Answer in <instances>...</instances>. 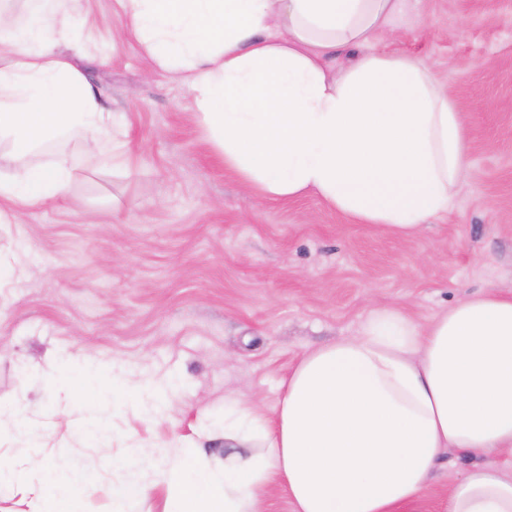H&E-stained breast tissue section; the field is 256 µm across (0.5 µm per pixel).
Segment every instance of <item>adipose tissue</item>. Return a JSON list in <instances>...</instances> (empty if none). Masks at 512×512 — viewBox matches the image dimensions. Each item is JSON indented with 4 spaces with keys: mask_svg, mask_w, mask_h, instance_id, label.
I'll list each match as a JSON object with an SVG mask.
<instances>
[{
    "mask_svg": "<svg viewBox=\"0 0 512 512\" xmlns=\"http://www.w3.org/2000/svg\"><path fill=\"white\" fill-rule=\"evenodd\" d=\"M121 38L158 73L186 78L210 140L241 186L275 199L308 192L360 224L406 240L446 214L467 145L452 94L424 59L373 49L404 0H117ZM96 19L70 0H27L0 12V144L17 166L0 174V223L13 203L67 194L66 159L35 161L47 144L82 141L113 165L128 141L75 67ZM356 51L338 72L337 53ZM222 464L191 454L153 465L166 445L132 442L112 488L113 512L158 493L162 512H260L282 490L293 512H415L442 455L478 458L441 512H512V477L481 457H512V294L466 298L422 325L370 306L356 335L304 353L274 413L224 396ZM86 460L37 487L25 465L0 488L37 493V512H71Z\"/></svg>",
    "mask_w": 512,
    "mask_h": 512,
    "instance_id": "ef3b65f1",
    "label": "adipose tissue"
}]
</instances>
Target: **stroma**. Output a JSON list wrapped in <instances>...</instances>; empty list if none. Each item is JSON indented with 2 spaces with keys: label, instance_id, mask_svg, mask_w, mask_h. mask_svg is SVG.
<instances>
[{
  "label": "stroma",
  "instance_id": "35a3bbf8",
  "mask_svg": "<svg viewBox=\"0 0 512 512\" xmlns=\"http://www.w3.org/2000/svg\"><path fill=\"white\" fill-rule=\"evenodd\" d=\"M98 20L75 64L123 116L129 168L61 149L74 179L60 201L0 224L16 254L0 288V413L25 409L35 470L100 463L74 512H112L131 439L186 443L222 460L224 396L274 410L308 349L358 330L380 302L425 323L464 297L512 294V0H409L378 47L425 58L465 116V177L447 215L405 241L357 224L315 195L271 200L242 189L203 131L185 80L153 72L132 39L113 43L116 0H77ZM91 362L178 376L164 417L141 419ZM471 465L444 454L416 512H440Z\"/></svg>",
  "mask_w": 512,
  "mask_h": 512
}]
</instances>
